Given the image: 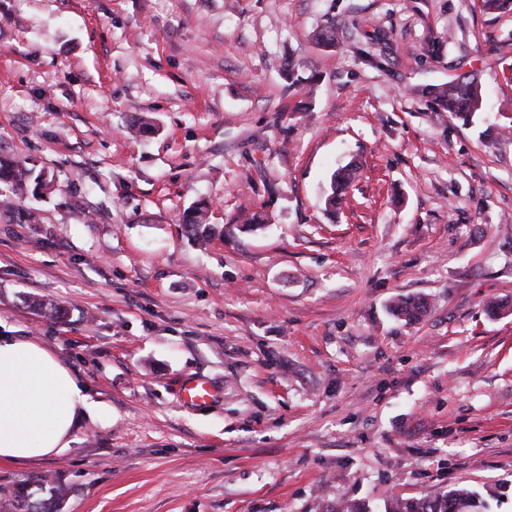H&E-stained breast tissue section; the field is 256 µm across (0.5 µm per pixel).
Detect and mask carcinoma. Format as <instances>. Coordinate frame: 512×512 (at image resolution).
I'll return each mask as SVG.
<instances>
[{"label":"carcinoma","instance_id":"carcinoma-1","mask_svg":"<svg viewBox=\"0 0 512 512\" xmlns=\"http://www.w3.org/2000/svg\"><path fill=\"white\" fill-rule=\"evenodd\" d=\"M343 30L332 22L321 26L317 44L326 48L336 45ZM303 63L290 56L284 71L290 85L311 83L315 76L302 74ZM441 112L468 125L482 108L481 85L477 78H463L432 85L422 90ZM355 178V170L344 167L333 174L326 206L336 207V199L342 197L346 187ZM49 186L42 171H36L21 161L0 154V218L11 224H38L41 215L35 208L22 204L23 197L30 193L40 195ZM210 208L200 202L184 212L182 223L187 233L198 242H206L211 235ZM429 309L423 297L404 298L393 303L390 313L399 320L412 322L423 316ZM71 493V487L60 478L38 475L28 482L12 487L0 485V512H60V505ZM486 508L480 495L467 488L457 487L448 491L437 490L429 495L414 498H397L385 506L384 512H482Z\"/></svg>","mask_w":512,"mask_h":512}]
</instances>
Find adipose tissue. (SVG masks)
Segmentation results:
<instances>
[{
	"label": "adipose tissue",
	"instance_id": "adipose-tissue-1",
	"mask_svg": "<svg viewBox=\"0 0 512 512\" xmlns=\"http://www.w3.org/2000/svg\"><path fill=\"white\" fill-rule=\"evenodd\" d=\"M104 414L53 351L0 335V460L30 464L63 455L75 427Z\"/></svg>",
	"mask_w": 512,
	"mask_h": 512
}]
</instances>
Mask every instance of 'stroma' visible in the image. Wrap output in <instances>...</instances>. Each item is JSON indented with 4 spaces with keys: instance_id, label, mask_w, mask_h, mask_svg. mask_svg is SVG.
I'll list each match as a JSON object with an SVG mask.
<instances>
[{
    "instance_id": "stroma-1",
    "label": "stroma",
    "mask_w": 512,
    "mask_h": 512,
    "mask_svg": "<svg viewBox=\"0 0 512 512\" xmlns=\"http://www.w3.org/2000/svg\"><path fill=\"white\" fill-rule=\"evenodd\" d=\"M327 19L386 31L382 68L350 30L317 45ZM290 52L314 83L289 86ZM509 69L512 12L480 0H0V154L53 181L41 223L0 221V333L112 412L0 484L61 476L65 512H384L455 487L512 512ZM461 74L472 126L420 93ZM202 200L204 247L182 228ZM404 297L429 311L393 318ZM191 375L209 406L181 401ZM356 168L344 167L337 173H334L331 179L330 193L326 198V206L336 208V199L342 197L346 187L355 178ZM179 393L186 404L192 407H202L211 401L213 388L205 377L193 376L181 383Z\"/></svg>"
}]
</instances>
